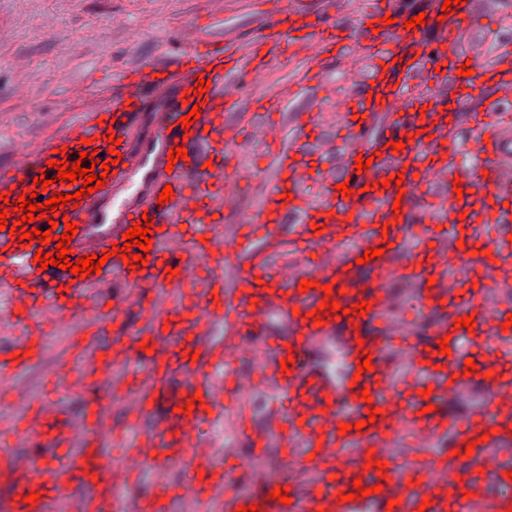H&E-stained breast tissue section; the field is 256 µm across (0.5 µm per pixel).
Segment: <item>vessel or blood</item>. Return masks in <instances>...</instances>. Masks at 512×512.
I'll use <instances>...</instances> for the list:
<instances>
[{"instance_id":"1","label":"vessel or blood","mask_w":512,"mask_h":512,"mask_svg":"<svg viewBox=\"0 0 512 512\" xmlns=\"http://www.w3.org/2000/svg\"><path fill=\"white\" fill-rule=\"evenodd\" d=\"M443 2L377 0L354 17L347 74L365 82L342 103L339 140L324 133L315 113L302 112L300 139L288 146L268 112L240 111L241 77L262 83L286 56L308 58L320 76L336 58V0L316 15L307 0H290L264 12L260 34L245 43L220 36L204 51L198 29L186 25L174 53L113 80L109 104L72 84L85 101L79 118L49 139L13 144L11 162L0 167V193L19 197L43 174L51 180L47 199L70 192L54 179V150L66 148L71 163L87 152L88 168L91 153L111 146L106 131L122 140L103 188L36 223L44 231L53 221L75 222L72 256H107L100 273L39 270L38 249L53 251L55 243L26 245L0 231V294L7 297L0 332L19 336L0 350V381L14 406L0 431L15 445L0 452V512H55L66 502L77 512H188L211 504L218 512L250 505L257 512H512V328L505 326L512 298L493 293L512 284V114L503 109L512 98V42H502L490 63L468 61L464 43L486 0H463L447 15ZM419 14L426 24L408 27ZM466 65L471 75L459 76ZM202 78L210 82L203 93ZM191 90L200 117L186 130L182 101ZM472 99L473 134L465 142L459 113ZM245 128L274 150L273 184L253 211L241 210L227 190L255 178L229 163ZM392 140L404 149L393 151ZM179 145L186 160L169 164ZM360 156L372 160L363 171L355 168ZM394 174L403 175L402 185L381 188ZM344 182L346 197L338 189ZM167 185L173 196L163 204ZM236 211L240 223L223 230V214ZM290 216L297 222L286 238L280 226ZM144 219L152 246L146 264L132 269L111 249ZM375 248L381 256L364 260ZM461 265L469 274L449 280L448 269ZM169 267L174 276L166 275ZM395 279L416 289L433 322L412 331L389 320ZM304 280L311 286L303 292ZM327 284L332 293H324ZM327 298L348 314L324 315L315 326L310 313ZM359 301L371 305L365 314L354 310ZM467 315L474 329L456 327ZM275 316L287 335L272 331ZM52 323L72 327L70 384L83 396L77 414L33 402L21 377L46 361ZM256 346L265 356L255 376L231 371V361ZM329 348L335 373L316 360ZM478 349L484 358L467 370ZM366 358L371 369L359 371ZM259 379L272 390L271 404L262 423L242 417L240 434L258 454L277 438L286 470L262 477L259 492H241L247 464L221 463L204 428L223 422L228 395H247ZM487 383L491 394L465 414H449V399ZM197 395L202 407L183 413ZM116 408L148 427L110 460L105 445L124 441L112 421ZM403 440L408 450L397 451ZM36 445L50 449L52 460L27 455ZM193 454L207 468L172 481ZM371 459L384 470L368 467ZM148 469L155 474L149 492L121 504L118 486ZM357 478L369 495L353 497ZM278 487L287 488L289 503L272 498Z\"/></svg>"}]
</instances>
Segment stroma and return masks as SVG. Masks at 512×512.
<instances>
[{"label":"stroma","mask_w":512,"mask_h":512,"mask_svg":"<svg viewBox=\"0 0 512 512\" xmlns=\"http://www.w3.org/2000/svg\"><path fill=\"white\" fill-rule=\"evenodd\" d=\"M287 0H226L222 16L207 13L205 0H0V165L10 159L7 150L18 137H47L65 129L78 116L82 103L69 93L71 83L79 81L87 95L107 101L112 75L129 64L173 50L180 28L198 23L205 36L226 33L242 38L255 36L264 10L285 6ZM488 18L476 26L465 41L466 51L477 61L492 57L498 42L512 41V14L498 11V0H489ZM52 28H45V18ZM81 32L83 40L70 46V37ZM26 55L29 67L16 72L12 61ZM305 65L292 60L274 65L264 84L245 85L242 111L258 109L271 92L287 93L285 110L279 115L284 124L286 143L296 142L299 130L295 113L315 111L328 130L338 125V104L353 90L343 68L323 77L329 92L307 89L296 92L305 80ZM28 89V108L14 109L17 83ZM244 166L257 172L256 181L242 185L241 194L249 206L260 203V192L273 180L269 153L250 145L243 149ZM49 359L25 372L24 380L35 397H42L46 380L65 367L67 340L62 330L49 332Z\"/></svg>","instance_id":"35a3bbf8"}]
</instances>
